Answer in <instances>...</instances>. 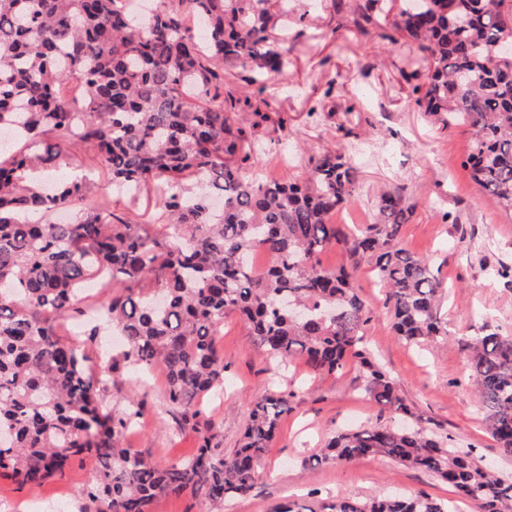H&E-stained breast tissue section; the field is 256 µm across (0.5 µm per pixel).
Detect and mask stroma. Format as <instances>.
<instances>
[{
  "label": "stroma",
  "mask_w": 512,
  "mask_h": 512,
  "mask_svg": "<svg viewBox=\"0 0 512 512\" xmlns=\"http://www.w3.org/2000/svg\"><path fill=\"white\" fill-rule=\"evenodd\" d=\"M288 46L292 65L279 91L234 81L238 94L249 96L267 114L269 150L254 170L285 181L303 177L309 157L327 147L350 156L358 169V207L337 212L334 222L351 232L361 208L385 190L402 189L416 207L401 229L402 244L425 258L445 286L440 317L445 333L420 347L401 341L383 307L385 292L366 259L334 245L321 254L322 266L351 268L353 286L372 309L365 327L373 359L395 378L406 403L435 431L453 436L460 447L512 477V456L504 455L487 434L480 401L473 390L467 353L461 340L489 330L512 333V284L498 274L512 267V216L501 212L461 166L469 135L460 127L432 123L410 105L402 68L417 57L415 50L385 39L383 29L369 36L351 34V18L336 13L333 0H292ZM342 77L333 103L323 101L328 82ZM86 175L93 193L109 197L115 213L142 224L153 223L152 197L135 200L112 193L92 150L70 149L54 180ZM224 353V402L199 404L200 424L223 429V448L237 447L257 396L279 388L291 391L289 410L277 437L256 469L254 489L235 499L227 512H273L290 501L370 496L396 489L450 501L455 512H476L456 501L447 484L382 457L312 465L324 444L350 426L392 423L365 389L357 363L335 375L312 373L302 360L282 371L268 364L247 326L228 315L219 336ZM105 394L107 408H145L140 423L123 437L125 447L165 463L191 456L196 433L180 430L168 406L165 376L154 371L121 369ZM95 475L92 459L73 461L61 479L30 487L0 477V501L13 512H32L34 499L58 501L56 512H78L82 487Z\"/></svg>",
  "instance_id": "stroma-1"
}]
</instances>
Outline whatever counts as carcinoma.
Instances as JSON below:
<instances>
[{"mask_svg": "<svg viewBox=\"0 0 512 512\" xmlns=\"http://www.w3.org/2000/svg\"><path fill=\"white\" fill-rule=\"evenodd\" d=\"M131 0H0V128L19 133L0 152V477L40 485L76 458L95 461L82 512H151L166 495L201 497L222 510L254 488L255 463L274 440L290 393L257 400L240 447L221 428H197V399L224 387L218 336L239 314L267 358L301 359L316 374L359 359L365 390L400 419L334 436L319 461L381 456L423 471L478 512H512V479L469 448L421 424L364 343L371 312L345 269L319 255L333 244L366 258L387 288L396 335L422 345L442 335L444 288L431 265L399 243L414 204L385 191L374 220L348 237L333 222L359 198L349 157L326 149L294 182L246 172L263 151L268 116L224 88V65L265 89L291 63L288 0H164L147 24ZM356 30L381 23L393 43L423 53L402 74L415 109L470 135L463 167L512 214V0H334ZM77 94L66 86L73 82ZM252 112L257 120L246 118ZM79 145L100 159L115 188L154 194L161 236L89 205L86 181L31 179ZM267 256L264 270L252 251ZM108 274L100 307L125 349L103 364L63 340L78 287ZM487 430L512 455V334L462 340ZM124 364L165 374V398L198 434L191 458L159 464L123 446L143 408H106L102 391ZM275 512H451L425 495L340 497Z\"/></svg>", "mask_w": 512, "mask_h": 512, "instance_id": "cac0c4a2", "label": "carcinoma"}]
</instances>
